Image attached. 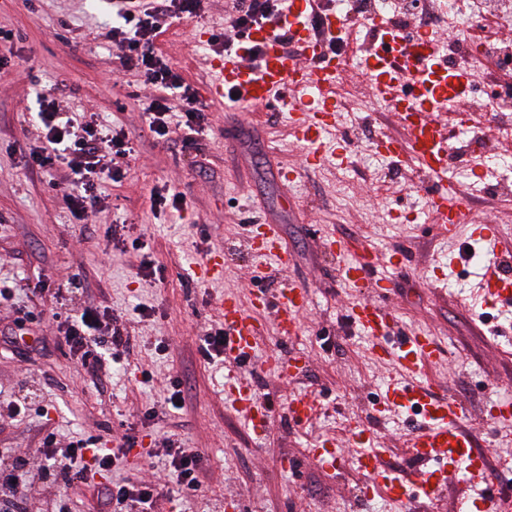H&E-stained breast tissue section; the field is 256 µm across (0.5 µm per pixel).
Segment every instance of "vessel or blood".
I'll list each match as a JSON object with an SVG mask.
<instances>
[{
  "mask_svg": "<svg viewBox=\"0 0 512 512\" xmlns=\"http://www.w3.org/2000/svg\"><path fill=\"white\" fill-rule=\"evenodd\" d=\"M309 9L310 0H288L281 24L247 29L236 50L211 64L207 93L213 99L237 94L246 108L287 107L293 135L304 146L306 165L312 168L326 160L321 149L323 134L335 126L342 102L337 96L340 65L328 41L339 21L331 10L320 15L318 26H311ZM435 44V38L422 32L381 30L379 45L365 52L364 68L370 95L390 104L405 132L401 141L378 136L375 147L395 159H409L420 171L431 174L426 188L429 219L437 233L447 238L466 223L469 204L439 173L448 167L449 130L453 122H466L468 115L461 110L456 120L448 118V63L439 58ZM248 242L253 255L274 260L276 271L284 273L291 267V256L267 223H258L256 230L249 232ZM403 260L402 252L383 257L366 247L339 264L337 271L341 280L363 293L358 303L347 305L349 320L371 341L372 356L392 363L389 380L373 407L375 417L384 420L393 410L413 409L420 414V421L407 429L404 445L422 470L409 481L386 468L385 449L376 447V435L360 423L350 433L352 444L361 449L353 459H346L331 439L319 441L311 457L332 474L341 470L344 462H352L368 483L384 487L390 501L406 507L416 495L425 503L436 502L446 491L449 474H456L466 485L483 479L487 459L473 451V438L466 428L470 419L466 404L449 395L446 385L432 384L424 375L425 366L440 351L436 337L428 333L396 336L394 310L380 300L390 286L387 279L374 277V268ZM479 277L489 299L512 302V277L504 273L500 258L487 261ZM309 302L308 288L291 282L273 293H252L247 306L232 294L222 297L216 306L224 327V355L231 360L224 370L225 397L254 433H265L271 419L270 407L257 398L241 370L265 330L254 312L273 310L278 335L290 340L299 336ZM264 363L288 382L301 378L309 367L307 355L299 351L269 354ZM320 411L315 397L307 392L293 394L287 404L290 420L299 424L310 422Z\"/></svg>",
  "mask_w": 512,
  "mask_h": 512,
  "instance_id": "1",
  "label": "vessel or blood"
}]
</instances>
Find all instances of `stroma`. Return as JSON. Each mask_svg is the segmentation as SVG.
Returning a JSON list of instances; mask_svg holds the SVG:
<instances>
[{
  "mask_svg": "<svg viewBox=\"0 0 512 512\" xmlns=\"http://www.w3.org/2000/svg\"><path fill=\"white\" fill-rule=\"evenodd\" d=\"M225 0H204L200 15H183L170 29L166 53L195 89H202L215 54L201 32L236 31L224 20ZM112 12L106 0H0V277L22 288L44 282L67 286L65 312L94 304L120 314L130 348L113 362L109 376L91 379L79 354L70 351L52 317L18 330L13 302L0 303V402L23 397L44 406L47 417H0V454L26 462L28 512H112L105 492L131 480L170 486L162 458L147 452L118 458L105 476L63 483L44 470L42 439L54 431L57 447L70 440L101 437L117 447L124 435L153 441L175 435L181 448L203 454L205 495L184 500L159 498L156 512H225L235 496L246 512H392L383 492L362 496V476L344 470L328 476L311 459L317 440L335 437L347 447L345 433L354 423L377 425L372 406L391 367L373 357L370 344L350 325L345 307L361 298L337 275L338 260L321 245L336 237L346 254L366 246L379 254L401 250L405 264L379 269L389 278L388 296L400 333L437 337L442 355L427 368L434 382H447L451 395L471 413L475 450L489 460L484 484L512 489V474L502 467L512 449L506 427L490 426L487 408L497 394L512 392V310L496 304L485 315L464 306L458 281L476 280L468 248H483L475 225L499 226V249L512 251V200L488 192H462L471 215L455 237L443 239L417 215L419 180L406 164L379 165L372 141L378 135L403 138L390 112L359 111L367 96L366 78L353 68L341 71L345 94L337 124L325 137L334 150L348 137V164L327 161L307 169L305 151L290 133L287 111L260 107L238 116L227 100H207L204 129L193 146L179 134L153 139L146 131L143 104L153 91L140 77L112 68L114 48L108 34ZM50 91L71 112L95 114L104 125L123 130L139 142L123 176L103 186L101 213L75 224L60 189L28 169L13 141L34 143L39 135L36 94ZM297 167V181L284 183L280 168ZM167 186L185 196L183 212L154 211L153 188ZM271 223L293 258L288 275L255 277L256 262L245 245L250 221ZM118 230L113 240L104 232ZM146 242V250L132 246ZM223 251V278L202 280L195 269L212 251ZM163 267L157 279L143 270L144 257ZM302 283L312 302L302 315L294 349L310 359V369L287 385L266 369L262 359L246 365L258 398L273 408L263 436L248 428L224 399V364L202 351L204 335L217 327L212 304L226 294L248 301L252 289H275L282 280ZM184 383L182 410L164 404L174 378ZM314 395L322 407L309 425L289 420L290 390ZM154 417H147V410ZM409 412L392 414L379 425L386 461L402 473L415 464L401 446L414 424ZM298 461L297 473L284 459Z\"/></svg>",
  "mask_w": 512,
  "mask_h": 512,
  "instance_id": "obj_1",
  "label": "stroma"
}]
</instances>
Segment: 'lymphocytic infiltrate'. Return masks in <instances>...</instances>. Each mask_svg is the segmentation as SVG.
Wrapping results in <instances>:
<instances>
[{"mask_svg": "<svg viewBox=\"0 0 512 512\" xmlns=\"http://www.w3.org/2000/svg\"><path fill=\"white\" fill-rule=\"evenodd\" d=\"M283 0H229L228 16L235 28L246 30L260 24L281 20ZM202 0H112V13L119 26L111 30L115 55L121 68L139 75L150 85L154 94L145 108L148 132L157 139L169 138L172 108L169 97L179 94L185 104L179 125L184 145H191L203 129L206 107L198 92L186 83L172 66L164 49L170 26L181 15L199 13ZM38 118L43 127L42 146L29 151L27 166L39 171L51 187L66 186L65 200L76 222H83L88 213L101 202L100 187L106 179L119 174L121 163L135 153L132 141L120 130H114L89 119L74 126L71 117L60 112L48 94L38 97ZM65 340L71 350L80 353L93 377H101L105 366L101 355L91 346L103 343L107 355L119 358L129 347L122 328L103 323L98 309L85 308L81 315L67 316L61 322ZM53 435L43 439L47 446V468L61 481L71 483L87 479L89 472L110 470L120 452L137 445V437L124 436L119 449L99 447L97 439L80 438L72 441L64 457H56L50 446ZM168 467L174 478L175 491L185 497L202 495L199 453L183 449L168 450Z\"/></svg>", "mask_w": 512, "mask_h": 512, "instance_id": "f902f5d3", "label": "lymphocytic infiltrate"}]
</instances>
